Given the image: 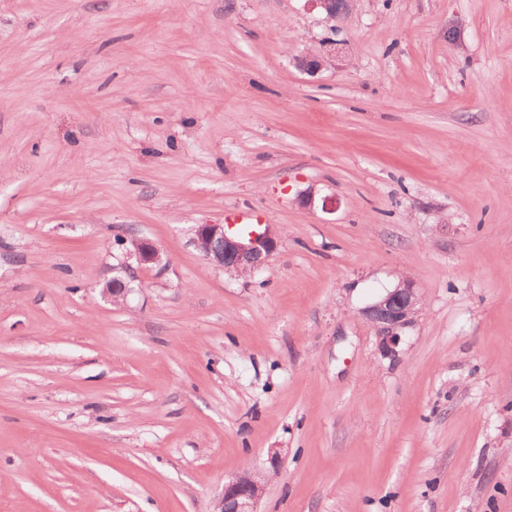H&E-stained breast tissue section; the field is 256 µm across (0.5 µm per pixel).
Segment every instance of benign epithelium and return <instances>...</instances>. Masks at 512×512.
<instances>
[{
	"label": "benign epithelium",
	"mask_w": 512,
	"mask_h": 512,
	"mask_svg": "<svg viewBox=\"0 0 512 512\" xmlns=\"http://www.w3.org/2000/svg\"><path fill=\"white\" fill-rule=\"evenodd\" d=\"M320 8L325 19L335 22L345 17L354 0H309ZM336 61V43L323 52H308L294 58L296 68L315 75ZM193 242L205 259L226 271L252 273L263 268L277 247V238L269 224L247 233L235 234L224 224H199ZM127 257L138 267H153L162 262L160 250L146 239L131 241ZM127 284L112 279L102 289L104 297L117 301L128 293ZM423 310L422 296L415 281L404 278L373 302L362 308L363 317L373 326L382 349L396 353L405 330L415 326ZM265 473L244 472L224 482L217 512H258L257 505L264 492Z\"/></svg>",
	"instance_id": "obj_1"
}]
</instances>
